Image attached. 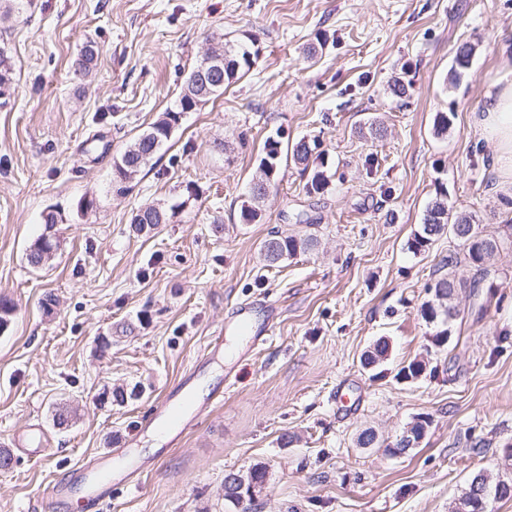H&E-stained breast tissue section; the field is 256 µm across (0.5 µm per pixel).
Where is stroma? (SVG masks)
I'll use <instances>...</instances> for the list:
<instances>
[{"label": "stroma", "instance_id": "35a3bbf8", "mask_svg": "<svg viewBox=\"0 0 512 512\" xmlns=\"http://www.w3.org/2000/svg\"><path fill=\"white\" fill-rule=\"evenodd\" d=\"M227 40L257 50L253 68L182 113L153 166L118 189L114 157ZM89 41L98 56L75 77ZM464 42L475 54L455 81ZM0 47L15 83L0 100V300L12 306L0 451L33 424L49 435L45 459L0 467V512H40L49 483L120 443L231 308L261 297L280 309L270 341L207 367L219 384L234 375L223 403L104 512H238L224 476L257 464L268 478L249 512H453L476 473L512 480V183L471 120L512 72V0H0ZM397 76L411 85L403 101L388 90ZM275 134L317 141L329 185L307 196L282 160L243 223ZM441 186L500 248L489 275L450 270L470 288L438 347L420 309L458 242L417 254L407 242ZM153 201L179 209L136 232L133 212ZM50 208L60 247L35 269L26 253ZM301 210L310 223H296ZM273 230L316 244L269 267L259 246ZM380 339L386 360L364 369ZM415 359L427 374L398 380ZM417 415L430 426L405 454L358 446L362 430L390 441Z\"/></svg>", "mask_w": 512, "mask_h": 512}]
</instances>
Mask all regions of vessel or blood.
Here are the masks:
<instances>
[{"label": "vessel or blood", "mask_w": 512, "mask_h": 512, "mask_svg": "<svg viewBox=\"0 0 512 512\" xmlns=\"http://www.w3.org/2000/svg\"><path fill=\"white\" fill-rule=\"evenodd\" d=\"M278 315L274 304L254 300L233 308L230 322L236 335L256 345L271 335ZM203 365V359H196L166 388L161 401L142 417L140 429L171 434V442L176 445L200 418L223 403L224 391L220 388L210 391L206 399H199L195 383L202 375ZM17 443L29 458L40 460L47 454L45 435L39 426H31L28 432L18 435ZM131 446V441L126 440L118 447L77 461L66 479L42 492L43 512H63L67 501L76 493L81 494L89 512H102L112 499L113 489L137 486L140 475L153 468L156 461L134 456Z\"/></svg>", "instance_id": "b4317fda"}]
</instances>
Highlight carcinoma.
Returning a JSON list of instances; mask_svg holds the SVG:
<instances>
[{
	"label": "carcinoma",
	"mask_w": 512,
	"mask_h": 512,
	"mask_svg": "<svg viewBox=\"0 0 512 512\" xmlns=\"http://www.w3.org/2000/svg\"><path fill=\"white\" fill-rule=\"evenodd\" d=\"M472 46L464 43L456 50L455 66H453V79H458L462 71L468 69L469 63L460 61V58L471 59ZM207 55L224 61L223 84L203 90L187 76L179 101V109L168 111L156 120L148 129L149 137L138 135L120 151L113 160L114 174L117 182L123 184L134 179L149 165L155 155L170 141L173 126L178 122L183 112L194 110L200 103L224 94V88L239 80L250 71L256 62L258 53L250 50L241 43H220L213 46ZM317 142L308 143L304 140L293 146V162L304 172H310V177L304 189L309 195L320 194L328 186L329 176L324 170V158L315 153ZM280 165V142L267 139L265 156L260 159L255 184L276 185ZM179 205L165 206L151 204L139 208L132 216L131 223L138 226H158L168 224ZM60 214L50 210L43 215L46 232L41 234L29 247L27 253L28 264L36 268V256H41L50 249L58 248L59 242L51 229L59 223ZM451 234L462 246V254L453 253L444 259V265L453 268L465 260L477 268L482 274H487V263L499 250V243L482 234L478 222L468 214H453L448 207V192L441 190L429 203L423 218L420 230L408 241V249L414 253L420 252L430 246L436 239ZM315 240L311 236L286 235L279 231H272L260 246V255L266 266L272 267L299 252L314 247ZM467 288V283L448 274L430 287L433 298L421 305V316L428 323H435L439 330L434 336L435 344L444 346L452 338V322L460 314L454 304L458 292ZM387 353V345L383 341L377 342L370 350L365 351L362 364L365 367H375L382 362ZM427 366L422 360H413L400 371V376L406 381L419 379ZM430 419L418 416L407 425L402 434L396 438L393 445L386 446L389 453L401 454L418 444L423 439L429 427ZM267 479V469L264 466L254 465L244 473L230 472L224 477V500L237 507L243 502H250L254 494L264 488Z\"/></svg>",
	"instance_id": "carcinoma-1"
}]
</instances>
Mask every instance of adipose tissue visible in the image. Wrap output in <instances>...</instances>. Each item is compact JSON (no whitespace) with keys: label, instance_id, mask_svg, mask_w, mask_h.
I'll return each mask as SVG.
<instances>
[{"label":"adipose tissue","instance_id":"obj_1","mask_svg":"<svg viewBox=\"0 0 512 512\" xmlns=\"http://www.w3.org/2000/svg\"><path fill=\"white\" fill-rule=\"evenodd\" d=\"M473 122L480 135L494 148V158L504 178H512V80H496Z\"/></svg>","mask_w":512,"mask_h":512}]
</instances>
